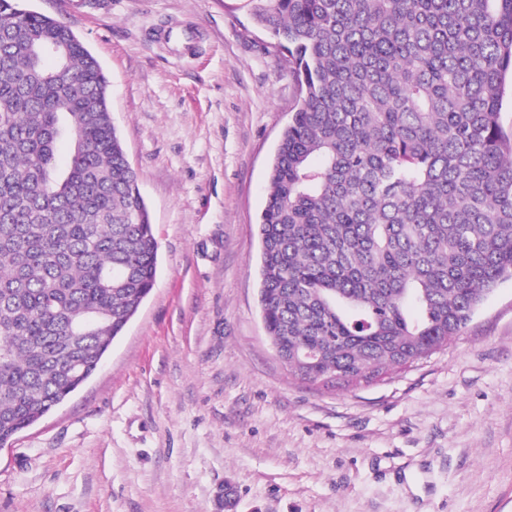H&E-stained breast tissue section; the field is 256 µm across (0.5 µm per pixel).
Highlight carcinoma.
Masks as SVG:
<instances>
[{
  "mask_svg": "<svg viewBox=\"0 0 512 512\" xmlns=\"http://www.w3.org/2000/svg\"><path fill=\"white\" fill-rule=\"evenodd\" d=\"M249 5L299 91L261 214L264 329L306 384L371 382L512 279V0ZM157 263L102 65L0 0V445L92 376Z\"/></svg>",
  "mask_w": 512,
  "mask_h": 512,
  "instance_id": "carcinoma-1",
  "label": "carcinoma"
}]
</instances>
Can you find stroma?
Segmentation results:
<instances>
[{"label": "stroma", "instance_id": "obj_1", "mask_svg": "<svg viewBox=\"0 0 512 512\" xmlns=\"http://www.w3.org/2000/svg\"><path fill=\"white\" fill-rule=\"evenodd\" d=\"M110 80L159 243L101 366L0 446V512H512V280L448 347L357 386L289 375L258 220L297 103L247 0H24Z\"/></svg>", "mask_w": 512, "mask_h": 512}]
</instances>
